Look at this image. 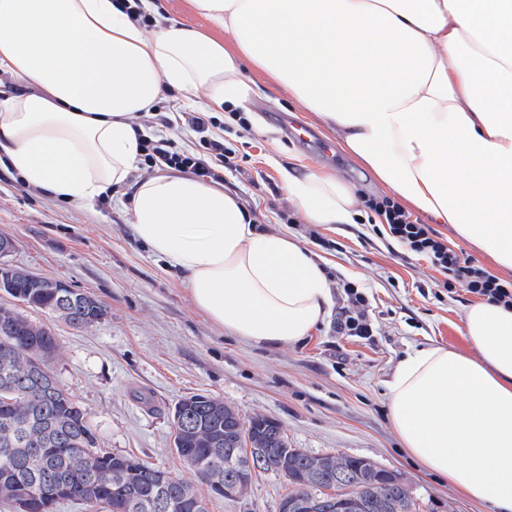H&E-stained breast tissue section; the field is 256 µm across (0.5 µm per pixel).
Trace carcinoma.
Segmentation results:
<instances>
[{"instance_id": "1", "label": "carcinoma", "mask_w": 512, "mask_h": 512, "mask_svg": "<svg viewBox=\"0 0 512 512\" xmlns=\"http://www.w3.org/2000/svg\"><path fill=\"white\" fill-rule=\"evenodd\" d=\"M10 317L15 318V339L21 346L10 367L18 388L0 382V421L29 409L46 419L47 424L30 426L15 454H0V496L21 503L25 512H51L45 500L36 497L38 485L42 484L56 492L58 504H85L92 500L113 512L123 501L145 494L150 477L159 469L135 457L99 448L86 410L66 389H59L50 398L44 394L40 387L42 374L31 370L30 365L36 362L51 372L50 362L58 353L54 333L50 327L19 314L15 306L1 303L0 319ZM181 402L196 407V423L189 429L172 420L173 445L216 498L221 497L222 490L213 484V479L224 483L236 478L233 470L224 468V459L240 453V438L252 431L263 448L257 460L259 473L276 472L282 459L288 458V495L300 502L318 497L316 512H336L331 491L345 486L354 487L359 494L360 512H411L414 501L408 483L369 457L340 452L313 454L290 448L280 424L270 425L260 416L245 424L223 400L208 394H193ZM70 448H78L84 454L82 467L71 466ZM29 455L43 460L35 486L19 470V459ZM168 495L175 500L192 497L199 503V512H208L205 498L178 478H170Z\"/></svg>"}]
</instances>
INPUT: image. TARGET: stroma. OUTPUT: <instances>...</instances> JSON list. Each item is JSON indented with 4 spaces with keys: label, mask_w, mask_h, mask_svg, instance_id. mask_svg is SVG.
Wrapping results in <instances>:
<instances>
[{
    "label": "stroma",
    "mask_w": 512,
    "mask_h": 512,
    "mask_svg": "<svg viewBox=\"0 0 512 512\" xmlns=\"http://www.w3.org/2000/svg\"><path fill=\"white\" fill-rule=\"evenodd\" d=\"M155 5L164 17L233 42L197 14L191 0H155ZM242 79L251 89L248 127L230 113L215 115L232 150L224 188L256 211L265 231L297 239L324 267L329 315L305 342L281 347L252 344L214 324L194 305L182 272L132 233L130 197L148 176L144 163H136L111 197L88 205L20 186L0 165V237L14 242L8 262L92 292L108 308L86 329L28 310L33 322L55 333L59 355L51 363L53 376L86 409L99 447L135 455L191 484L198 478L173 447L170 410L183 397L206 393L224 400L242 421L276 419L289 447L366 456L401 474L418 512H492L421 466L403 447L389 416V384L408 356L435 346L471 353L463 311L476 296L459 285L444 288L443 275L426 259L386 241L370 224L298 221L280 174L288 165L330 172L361 198L386 197L390 191L287 90L250 65ZM158 103L144 133L198 148V133L171 121L174 110L192 111L185 95L166 89ZM289 122L312 131L314 144L289 136ZM348 282L368 297L372 340L336 332L345 304L340 286ZM287 491L283 477L266 474L240 498H211L208 512H278Z\"/></svg>",
    "instance_id": "35a3bbf8"
}]
</instances>
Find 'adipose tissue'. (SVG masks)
<instances>
[{"label": "adipose tissue", "mask_w": 512, "mask_h": 512, "mask_svg": "<svg viewBox=\"0 0 512 512\" xmlns=\"http://www.w3.org/2000/svg\"><path fill=\"white\" fill-rule=\"evenodd\" d=\"M234 50L114 0H0V153L26 186L91 203L124 184L133 123L162 88L203 108L245 105L239 62L287 86L342 148L417 210L512 268V0H192ZM312 224H348L355 196L288 167ZM134 236L185 276L196 306L257 345L308 338L331 299L296 240L257 230L235 194L191 174L136 184ZM475 353L410 355L390 384L392 425L411 455L469 498L512 512V308L463 314Z\"/></svg>", "instance_id": "1"}]
</instances>
